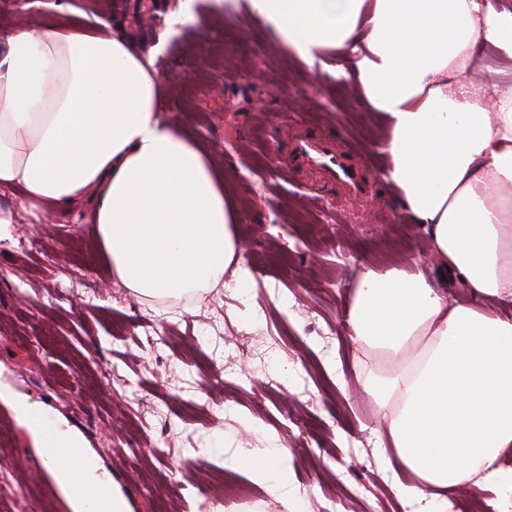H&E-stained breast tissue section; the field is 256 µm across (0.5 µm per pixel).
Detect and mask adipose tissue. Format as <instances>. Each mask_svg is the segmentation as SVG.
I'll list each match as a JSON object with an SVG mask.
<instances>
[{
	"label": "adipose tissue",
	"instance_id": "1",
	"mask_svg": "<svg viewBox=\"0 0 512 512\" xmlns=\"http://www.w3.org/2000/svg\"><path fill=\"white\" fill-rule=\"evenodd\" d=\"M270 38L353 83L383 113L396 203L427 235V269L367 270L345 312L357 349L389 370L362 380L400 462L394 491L415 512H446L465 483L512 512V82L471 78L481 50L512 57V4L502 0H246ZM167 42L137 40L120 21L92 28L17 25L0 46V187L23 185L26 204L88 206L116 282L157 300L205 292L233 274L240 215L202 146L161 118L166 84L151 65ZM443 277L432 288L426 271ZM464 293L449 302V292ZM221 460L265 486L285 512L289 450L217 445ZM74 512L76 479L104 477L90 459L49 461Z\"/></svg>",
	"mask_w": 512,
	"mask_h": 512
}]
</instances>
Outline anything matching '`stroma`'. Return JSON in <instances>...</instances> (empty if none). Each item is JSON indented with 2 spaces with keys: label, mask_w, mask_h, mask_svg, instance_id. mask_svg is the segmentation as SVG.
<instances>
[{
  "label": "stroma",
  "mask_w": 512,
  "mask_h": 512,
  "mask_svg": "<svg viewBox=\"0 0 512 512\" xmlns=\"http://www.w3.org/2000/svg\"><path fill=\"white\" fill-rule=\"evenodd\" d=\"M136 0H0V43L28 18L92 26L131 13ZM155 59L167 82L165 117L206 143L240 210V263L250 293L214 288L192 310L112 285L84 209H22L21 188H0L17 218L20 251L0 243V385L43 404L76 432L131 512H159L167 498L200 512L202 476L250 485L235 512H282L246 475L187 456L213 429L226 450L286 446L288 475L307 512H409L394 495L402 467L383 470L386 437L358 377L387 363L356 348L344 309L366 270L409 267L429 241L391 205L384 126L350 84L274 44L245 6L232 14L196 0ZM331 130L360 151L368 194H320L283 153L298 129ZM275 351H267L271 340ZM0 512H73L43 466L28 428L0 421Z\"/></svg>",
  "instance_id": "35a3bbf8"
}]
</instances>
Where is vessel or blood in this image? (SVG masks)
Returning <instances> with one entry per match:
<instances>
[{"mask_svg":"<svg viewBox=\"0 0 512 512\" xmlns=\"http://www.w3.org/2000/svg\"><path fill=\"white\" fill-rule=\"evenodd\" d=\"M289 165H302L317 174L323 186L338 187L343 194L357 196L364 191V179L353 154L337 152L334 135L302 132L296 135Z\"/></svg>","mask_w":512,"mask_h":512,"instance_id":"obj_1","label":"vessel or blood"}]
</instances>
